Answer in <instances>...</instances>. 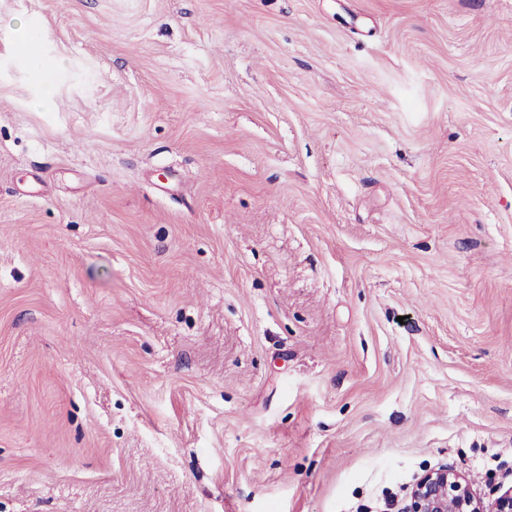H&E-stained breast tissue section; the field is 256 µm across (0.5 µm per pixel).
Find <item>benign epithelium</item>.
Listing matches in <instances>:
<instances>
[{
  "label": "benign epithelium",
  "instance_id": "benign-epithelium-1",
  "mask_svg": "<svg viewBox=\"0 0 512 512\" xmlns=\"http://www.w3.org/2000/svg\"><path fill=\"white\" fill-rule=\"evenodd\" d=\"M405 512H512V489L486 505L472 494L462 475L443 466L417 479Z\"/></svg>",
  "mask_w": 512,
  "mask_h": 512
}]
</instances>
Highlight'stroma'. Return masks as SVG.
I'll use <instances>...</instances> for the list:
<instances>
[{
    "label": "stroma",
    "mask_w": 512,
    "mask_h": 512,
    "mask_svg": "<svg viewBox=\"0 0 512 512\" xmlns=\"http://www.w3.org/2000/svg\"><path fill=\"white\" fill-rule=\"evenodd\" d=\"M441 466L512 486V0H0V512Z\"/></svg>",
    "instance_id": "1"
}]
</instances>
